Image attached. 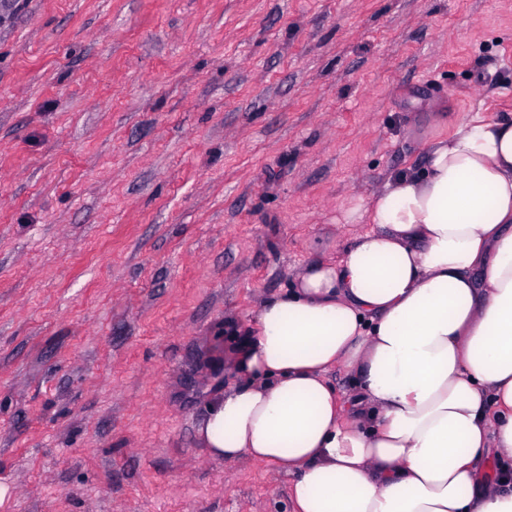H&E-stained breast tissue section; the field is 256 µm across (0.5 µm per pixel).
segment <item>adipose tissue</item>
Wrapping results in <instances>:
<instances>
[{
  "label": "adipose tissue",
  "instance_id": "obj_1",
  "mask_svg": "<svg viewBox=\"0 0 512 512\" xmlns=\"http://www.w3.org/2000/svg\"><path fill=\"white\" fill-rule=\"evenodd\" d=\"M421 148L231 330L198 434L293 475L295 512H512V116Z\"/></svg>",
  "mask_w": 512,
  "mask_h": 512
}]
</instances>
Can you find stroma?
<instances>
[{
    "instance_id": "35a3bbf8",
    "label": "stroma",
    "mask_w": 512,
    "mask_h": 512,
    "mask_svg": "<svg viewBox=\"0 0 512 512\" xmlns=\"http://www.w3.org/2000/svg\"><path fill=\"white\" fill-rule=\"evenodd\" d=\"M512 114V0H0V512H293L210 457L228 319Z\"/></svg>"
}]
</instances>
